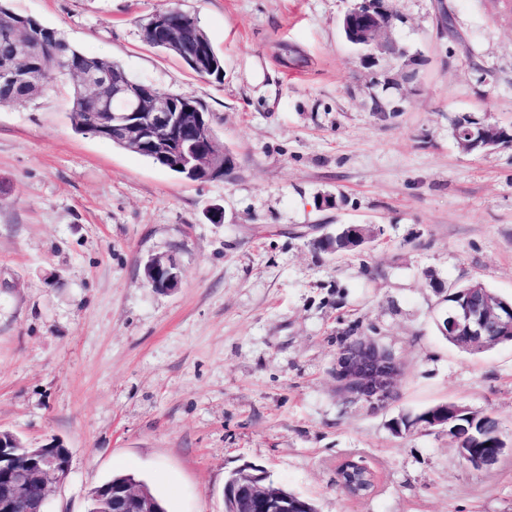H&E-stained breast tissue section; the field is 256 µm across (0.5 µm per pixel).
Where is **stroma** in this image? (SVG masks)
Listing matches in <instances>:
<instances>
[{"label": "stroma", "mask_w": 512, "mask_h": 512, "mask_svg": "<svg viewBox=\"0 0 512 512\" xmlns=\"http://www.w3.org/2000/svg\"><path fill=\"white\" fill-rule=\"evenodd\" d=\"M133 78L189 94L232 160L191 181L70 121L71 77L0 106V430L67 448L45 512L143 480L166 512H224L252 466L317 512H512V456L475 470L399 415L457 403L512 435V344L467 353L437 328L450 291L512 298V145L463 152L453 123L512 129V0H391L397 54L342 31L356 0H1ZM224 58L203 78L147 45L169 7ZM371 227L358 253L315 248ZM162 255L181 282L144 275ZM369 336L402 372L382 408L336 380ZM377 476L345 495L337 463Z\"/></svg>", "instance_id": "stroma-1"}]
</instances>
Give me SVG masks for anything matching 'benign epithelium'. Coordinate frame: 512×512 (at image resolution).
Instances as JSON below:
<instances>
[{"mask_svg":"<svg viewBox=\"0 0 512 512\" xmlns=\"http://www.w3.org/2000/svg\"><path fill=\"white\" fill-rule=\"evenodd\" d=\"M389 0H358L343 18L347 39L375 52H391L394 45L387 39L393 11ZM185 34V22H177L166 13L155 14L147 25L148 40L168 49L178 47ZM0 40L21 42L25 51L0 59V81L30 90L45 86L49 75L50 33H32L23 18L0 16ZM184 64L201 74L211 71L208 45L201 44ZM69 71L84 88L87 98L99 111L96 127L120 141L124 148L192 180L214 179L226 175L231 159L215 137L211 121L200 111L196 99L189 95H172L152 84L132 79L101 65L85 67L80 61L69 64ZM496 125L478 120L456 133L459 146L472 151L471 139L484 135L483 147L498 144L489 138ZM145 277L163 291L178 287L177 267L162 257H152L145 265ZM442 332L466 339L465 346L474 350L512 339V305L492 300L470 289L465 299L444 314ZM401 373L400 361L390 351L370 338L359 337L344 343L336 359V378L352 401L382 407L392 399ZM462 419L448 427L457 451L467 466L479 470L497 465L512 454V442L498 434L494 448H471L473 415L470 408L460 407ZM14 438L3 440L0 434V512H22L31 491L39 486L42 499H48L55 485L68 473L70 457L50 447L33 448L28 461L15 464ZM102 512H164L159 501L148 496L131 480L112 484L102 496ZM224 512H314L309 504L300 507L294 495L268 481L266 473L247 468L234 472L224 486Z\"/></svg>","mask_w":512,"mask_h":512,"instance_id":"obj_1","label":"benign epithelium"}]
</instances>
